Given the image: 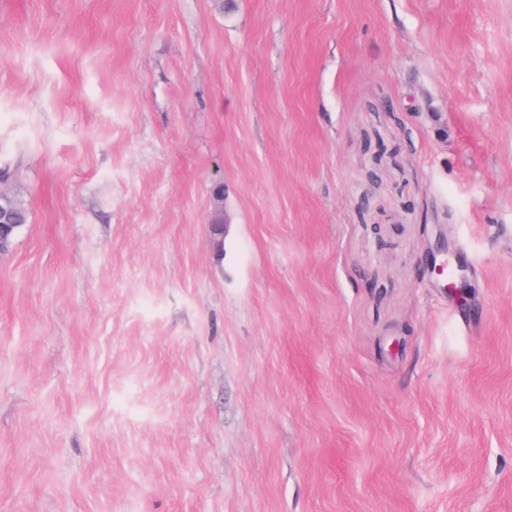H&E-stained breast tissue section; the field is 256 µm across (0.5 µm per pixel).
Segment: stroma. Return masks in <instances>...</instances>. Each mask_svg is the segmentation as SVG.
I'll use <instances>...</instances> for the list:
<instances>
[{
    "mask_svg": "<svg viewBox=\"0 0 512 512\" xmlns=\"http://www.w3.org/2000/svg\"><path fill=\"white\" fill-rule=\"evenodd\" d=\"M7 164L0 512H512V0H0ZM10 206L22 221L16 230V240L26 224L30 221V210L26 200L19 194L8 191ZM3 195L0 202V257L10 254L13 249L12 233L16 227L14 213L11 208L3 204Z\"/></svg>",
    "mask_w": 512,
    "mask_h": 512,
    "instance_id": "1",
    "label": "stroma"
}]
</instances>
